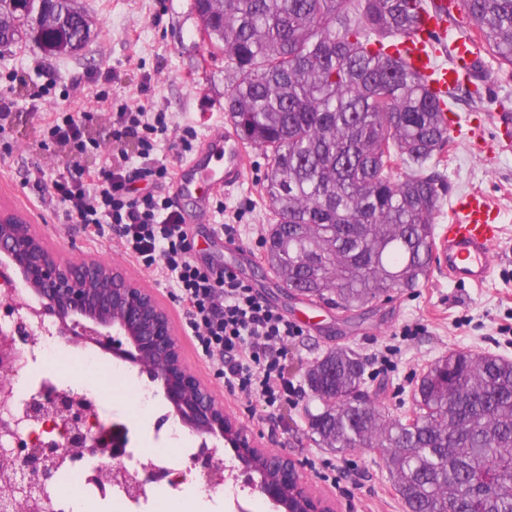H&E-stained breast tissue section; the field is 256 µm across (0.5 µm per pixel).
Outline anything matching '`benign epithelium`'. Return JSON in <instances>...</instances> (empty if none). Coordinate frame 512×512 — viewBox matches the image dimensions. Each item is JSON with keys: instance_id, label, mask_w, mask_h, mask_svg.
<instances>
[{"instance_id": "benign-epithelium-1", "label": "benign epithelium", "mask_w": 512, "mask_h": 512, "mask_svg": "<svg viewBox=\"0 0 512 512\" xmlns=\"http://www.w3.org/2000/svg\"><path fill=\"white\" fill-rule=\"evenodd\" d=\"M0 259L16 271L30 310L58 320L61 340L97 346L147 374L171 405L168 416L232 448L241 472L258 475V481L251 482L253 490L279 512H335L311 493L295 459L260 447L246 425L224 412L183 364L167 311L121 268L97 258L62 260L20 214L2 208ZM29 338L27 333L0 340L1 380L15 377L20 345ZM27 415L41 430L64 436L62 447L71 455L97 459L100 477L120 481L131 497L142 494L155 466L149 463L131 471L124 465V426L114 423L112 431H102L92 415L75 409L61 391L55 398L31 397ZM18 447L22 451L0 452V480L15 484L14 496L0 499V512H42L37 492L53 483L58 455L29 439Z\"/></svg>"}]
</instances>
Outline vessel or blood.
I'll return each mask as SVG.
<instances>
[{"label": "vessel or blood", "mask_w": 512, "mask_h": 512, "mask_svg": "<svg viewBox=\"0 0 512 512\" xmlns=\"http://www.w3.org/2000/svg\"><path fill=\"white\" fill-rule=\"evenodd\" d=\"M446 0H435L433 8H418V23L397 42L412 69L426 79L439 96L464 82L472 71L474 57L465 44L453 48L451 66H441L433 39L448 27ZM247 164L246 148L234 131L224 130L207 138L203 151L196 153L179 174L175 189L193 195L200 207L210 204L214 189L239 185ZM457 222L442 225L436 251L440 270L449 280L461 285L482 286L490 275L492 250L503 227L496 224L494 208L487 196L473 191L457 202Z\"/></svg>", "instance_id": "1"}]
</instances>
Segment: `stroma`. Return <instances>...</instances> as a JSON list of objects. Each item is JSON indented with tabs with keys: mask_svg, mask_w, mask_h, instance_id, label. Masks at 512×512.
I'll return each instance as SVG.
<instances>
[{
	"mask_svg": "<svg viewBox=\"0 0 512 512\" xmlns=\"http://www.w3.org/2000/svg\"><path fill=\"white\" fill-rule=\"evenodd\" d=\"M192 2L76 0L91 24L90 40L79 52L50 57L27 39L0 48V95L11 93L16 99L7 130L0 135V207L25 215L62 259L113 263L151 290L170 315L185 366L263 447L298 460L312 489L337 512H405L380 450L338 453L314 442L308 416L319 412L321 404L311 394L306 375L330 349L352 348L365 364V389L377 394L386 415L403 416L413 407L417 377L439 358L470 350L512 358V138L503 137L498 120L500 104L512 102V68L484 62L479 79L482 101L460 98L456 112L464 120V134L455 138L453 157L443 169L448 195L435 216L436 224L447 223L461 194L478 190L489 198L505 232L493 250L491 274L483 287L456 284L435 268L417 288L393 293L390 300L354 317L294 295L264 261L271 222L262 194L267 165L262 152L253 147L241 184L215 194L207 213L190 225L194 260L220 269L234 266L241 279L302 329L288 345V377L296 391L288 402L273 408L256 397L229 395L223 375L199 355L186 333L185 307L176 288L128 256L114 227L95 235L68 216L53 194L51 178L72 157L63 146L44 144L39 123L27 110L26 91L10 89L17 71L37 85H50L55 104L62 102L77 77L82 80L80 95L89 104L101 90L123 97L147 89L151 110L166 112L173 126L160 137L155 152L168 169L163 192L174 208L190 210L189 200L175 191L172 178L209 135L230 122L224 110V57L213 53L204 38ZM186 128L194 132L187 146L180 140ZM224 224L238 227V253L224 249ZM56 377L72 388L96 386L103 392L114 422L129 430L126 466L140 467L150 462L151 451L164 450L180 479L175 492L185 497L196 490L197 474L189 469L196 435L187 430L183 443L164 445L157 425L169 411L166 402L142 413L125 387L110 385L96 371H79L66 360L58 362Z\"/></svg>",
	"mask_w": 512,
	"mask_h": 512,
	"instance_id": "stroma-1",
	"label": "stroma"
}]
</instances>
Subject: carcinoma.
<instances>
[{
    "mask_svg": "<svg viewBox=\"0 0 512 512\" xmlns=\"http://www.w3.org/2000/svg\"><path fill=\"white\" fill-rule=\"evenodd\" d=\"M417 0H193L231 74L224 111L268 166L265 262L284 286L345 313L427 279L440 172L453 139L440 101L396 43ZM449 21L512 67V0H457ZM28 37L50 55L91 36L73 0H0V47ZM317 444L383 451L407 512H512V359L452 352L421 375L418 417H389L347 347L314 362Z\"/></svg>",
    "mask_w": 512,
    "mask_h": 512,
    "instance_id": "carcinoma-1",
    "label": "carcinoma"
}]
</instances>
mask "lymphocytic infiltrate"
<instances>
[{
	"mask_svg": "<svg viewBox=\"0 0 512 512\" xmlns=\"http://www.w3.org/2000/svg\"><path fill=\"white\" fill-rule=\"evenodd\" d=\"M42 97L37 90L30 100L45 141L68 147L77 158L101 148L87 133L95 112L114 115L112 152L104 162L89 169L76 161L52 183L69 217L88 229L113 225L130 257L177 288L186 305V332L205 360L221 365L225 388L275 405L293 388L286 360L299 329L233 271L190 259L183 218L160 192L167 169L154 157L157 136L169 131L166 113L148 111L142 99L105 92L96 94L95 108L75 93L67 108L46 112ZM141 181L151 182V190L139 192Z\"/></svg>",
	"mask_w": 512,
	"mask_h": 512,
	"instance_id": "lymphocytic-infiltrate-1",
	"label": "lymphocytic infiltrate"
}]
</instances>
